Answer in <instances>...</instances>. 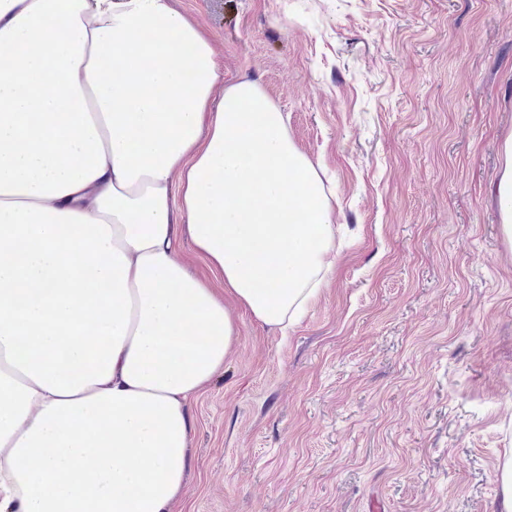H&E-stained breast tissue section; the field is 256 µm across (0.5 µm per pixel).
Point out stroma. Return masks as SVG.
I'll return each instance as SVG.
<instances>
[{
    "label": "stroma",
    "mask_w": 512,
    "mask_h": 512,
    "mask_svg": "<svg viewBox=\"0 0 512 512\" xmlns=\"http://www.w3.org/2000/svg\"><path fill=\"white\" fill-rule=\"evenodd\" d=\"M257 80L347 242L289 331L235 307L181 512H499L512 448V0H173ZM504 169L496 183L495 193L500 207V223L506 238L512 242V135L502 144Z\"/></svg>",
    "instance_id": "1"
}]
</instances>
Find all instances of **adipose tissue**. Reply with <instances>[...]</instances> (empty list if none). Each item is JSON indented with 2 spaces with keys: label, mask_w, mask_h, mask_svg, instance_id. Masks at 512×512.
<instances>
[{
  "label": "adipose tissue",
  "mask_w": 512,
  "mask_h": 512,
  "mask_svg": "<svg viewBox=\"0 0 512 512\" xmlns=\"http://www.w3.org/2000/svg\"><path fill=\"white\" fill-rule=\"evenodd\" d=\"M334 241L283 113L171 0H0V512H172L225 297L288 329ZM176 236L178 255L185 262L188 270L192 274L209 280L214 288H223V283L210 270L207 260L194 250L186 235L184 224L176 225Z\"/></svg>",
  "instance_id": "adipose-tissue-1"
}]
</instances>
